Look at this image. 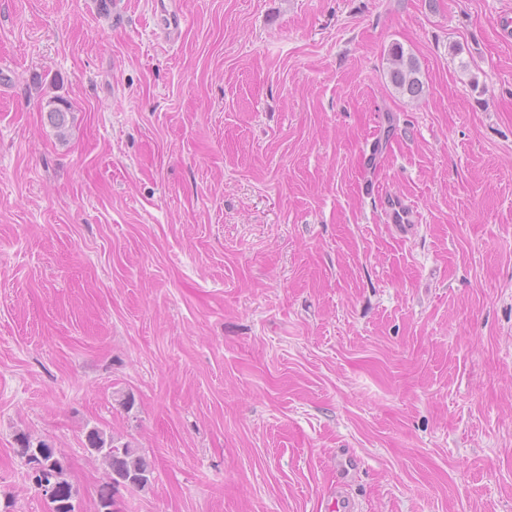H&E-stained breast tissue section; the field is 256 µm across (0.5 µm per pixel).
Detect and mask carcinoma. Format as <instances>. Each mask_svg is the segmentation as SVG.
Segmentation results:
<instances>
[{
  "label": "carcinoma",
  "instance_id": "carcinoma-1",
  "mask_svg": "<svg viewBox=\"0 0 512 512\" xmlns=\"http://www.w3.org/2000/svg\"><path fill=\"white\" fill-rule=\"evenodd\" d=\"M387 76L395 90L411 100L419 98L424 91L420 78L418 60L404 48L395 44L388 52ZM52 125L58 131L65 130L71 105L62 97H52L45 105ZM86 448L90 454L101 461L105 468L106 480L99 490V506H112V512H121L116 495L122 489H141L145 487L152 475V468L139 450L126 443L122 446L113 444V439L100 429L94 427L86 435ZM39 450L41 459L39 468L30 472L35 486L53 478L56 485V495L48 502L47 512H76L74 499L76 496L73 486L66 479L67 462L61 449L54 447L45 440L34 442L28 438L21 440L19 454L31 463L30 453Z\"/></svg>",
  "mask_w": 512,
  "mask_h": 512
}]
</instances>
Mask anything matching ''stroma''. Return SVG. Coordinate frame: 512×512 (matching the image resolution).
<instances>
[{"label": "stroma", "mask_w": 512, "mask_h": 512, "mask_svg": "<svg viewBox=\"0 0 512 512\" xmlns=\"http://www.w3.org/2000/svg\"><path fill=\"white\" fill-rule=\"evenodd\" d=\"M175 2L0 0V512H512V0ZM387 61V76L395 90L411 100L419 98L424 86L418 60L400 44H395L389 49ZM52 125L59 132L65 130L68 123V114H71V105L62 97H51L44 106ZM383 206L388 222L393 224L398 234L406 236L414 230L415 224L407 223L409 213L399 199L388 198L384 201ZM86 448L90 454L101 461L105 468V482L99 490V511L106 505H112V511L121 512L116 495L120 489H141L150 481L152 468L138 448L129 443L122 446L113 444V439L98 428H92L86 435ZM92 448V449H90ZM20 443L19 454L22 458H25L27 465L31 463L30 453L34 448H38L41 454V459L38 460L40 468L32 471L29 467L33 484L38 488L43 479L48 480V477L54 479L56 485L54 498L51 499V491L46 488V485H43L40 489L41 494L46 499H51L50 502H47V512H76V506L73 503L76 493L73 486L65 478L68 467L62 450L55 448L45 440H38L34 443L28 438H23Z\"/></svg>", "instance_id": "obj_1"}]
</instances>
